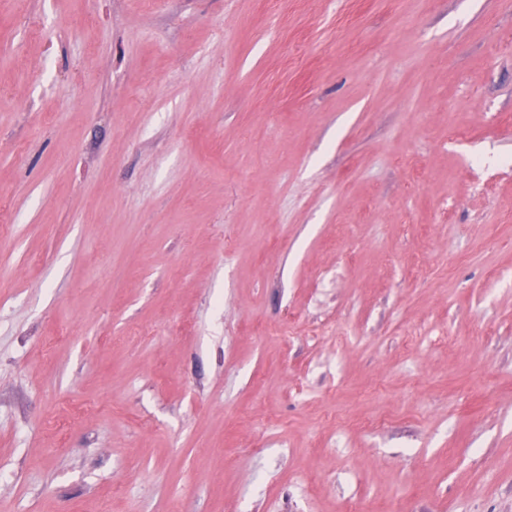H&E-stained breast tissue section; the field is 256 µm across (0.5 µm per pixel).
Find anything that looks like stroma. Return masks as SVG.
Wrapping results in <instances>:
<instances>
[{"label": "stroma", "instance_id": "35a3bbf8", "mask_svg": "<svg viewBox=\"0 0 512 512\" xmlns=\"http://www.w3.org/2000/svg\"><path fill=\"white\" fill-rule=\"evenodd\" d=\"M103 504L512 512V0H0V512Z\"/></svg>", "mask_w": 512, "mask_h": 512}]
</instances>
